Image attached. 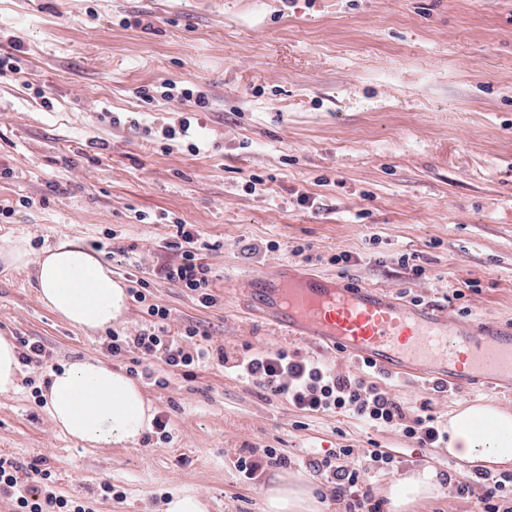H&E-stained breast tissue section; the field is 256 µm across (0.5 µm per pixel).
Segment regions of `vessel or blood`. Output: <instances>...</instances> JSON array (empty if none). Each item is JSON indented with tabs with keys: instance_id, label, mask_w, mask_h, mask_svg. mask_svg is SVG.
<instances>
[{
	"instance_id": "b4317fda",
	"label": "vessel or blood",
	"mask_w": 512,
	"mask_h": 512,
	"mask_svg": "<svg viewBox=\"0 0 512 512\" xmlns=\"http://www.w3.org/2000/svg\"><path fill=\"white\" fill-rule=\"evenodd\" d=\"M263 304L288 338L370 359L379 373L413 376L452 389L487 383L512 390V332L461 325L446 312L415 308L377 288L277 269Z\"/></svg>"
}]
</instances>
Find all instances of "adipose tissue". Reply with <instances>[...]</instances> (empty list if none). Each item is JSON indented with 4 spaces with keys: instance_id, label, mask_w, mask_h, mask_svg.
I'll return each instance as SVG.
<instances>
[{
    "instance_id": "ef3b65f1",
    "label": "adipose tissue",
    "mask_w": 512,
    "mask_h": 512,
    "mask_svg": "<svg viewBox=\"0 0 512 512\" xmlns=\"http://www.w3.org/2000/svg\"><path fill=\"white\" fill-rule=\"evenodd\" d=\"M0 262L33 268L39 303L85 333L125 321V285L81 239L63 237L37 255L26 240L15 239L0 248ZM43 399L57 430L91 446L132 447L152 427L153 413L138 383L96 361H74L51 371ZM447 432L449 455L468 466L512 465V411L474 402L449 415ZM441 489L440 474L426 467L397 479L385 495L392 512H411ZM317 507L311 487L299 475H276L264 492V512H316Z\"/></svg>"
}]
</instances>
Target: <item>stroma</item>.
<instances>
[{
	"label": "stroma",
	"mask_w": 512,
	"mask_h": 512,
	"mask_svg": "<svg viewBox=\"0 0 512 512\" xmlns=\"http://www.w3.org/2000/svg\"><path fill=\"white\" fill-rule=\"evenodd\" d=\"M7 53L19 70L0 75V203L16 209L0 220V246L22 238L38 254L66 235L106 237L115 277L136 291L175 259L177 225H191L211 245L202 261L217 303L151 284L171 335L196 326L194 345L231 356L283 349L342 375L358 363L271 331L249 279L287 263L423 299L460 323L512 325V0H0ZM169 83L203 93L204 106L168 101ZM183 118L195 140L164 138ZM23 197L36 207L19 206ZM299 245L309 257L293 255ZM340 252L351 262L333 264ZM405 254L425 276L402 265ZM0 336L47 353L34 386L0 395V457L43 460L57 489L94 512H157L181 490L209 512H263L281 469L245 481L235 463L266 448L313 482L322 512H345L346 501L309 466L315 452L375 446L400 458L364 474L376 496L427 464L447 478L469 473L446 449L299 410L211 363L187 376L112 356L104 334L38 302L29 268L0 264ZM87 358L135 371L168 438L92 448L57 433L37 390L50 369ZM373 381L407 408L429 403L442 424L478 400L512 410V393L491 388ZM107 482L122 499L102 498Z\"/></svg>",
	"instance_id": "1"
}]
</instances>
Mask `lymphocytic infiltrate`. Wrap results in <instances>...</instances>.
Wrapping results in <instances>:
<instances>
[{"instance_id":"1","label":"lymphocytic infiltrate","mask_w":512,"mask_h":512,"mask_svg":"<svg viewBox=\"0 0 512 512\" xmlns=\"http://www.w3.org/2000/svg\"><path fill=\"white\" fill-rule=\"evenodd\" d=\"M178 258L153 270V278L173 283L194 294L207 307L217 298L211 292V270L202 264L200 255L208 250L190 225H178L171 244ZM150 318L149 327L134 335L110 334L106 347L112 355L138 352L142 359L156 360L181 370L195 368L201 362L213 361L232 370L254 387L277 397L286 398L298 409L312 413H352L374 427L399 429L405 436L417 439L424 447L447 444L448 433L439 426L428 406L409 410L395 397L370 382L374 367L362 362L357 373L336 374L331 368L314 361L296 358L287 351L252 354L241 358L228 357L223 350L193 345L196 328H186L184 335H168L165 328L169 309L148 302L145 292L135 294ZM394 455L368 448L354 453L350 448H337L315 457L310 465L334 484L337 493L346 497L347 512H383V500L373 496L361 474L367 470L394 468ZM481 486L483 512H512V473L491 475L476 471L465 480L448 483V492L457 497L468 494L473 486ZM0 498L12 504V512H91L81 495L61 494L49 469L38 463L23 465L0 459Z\"/></svg>"}]
</instances>
